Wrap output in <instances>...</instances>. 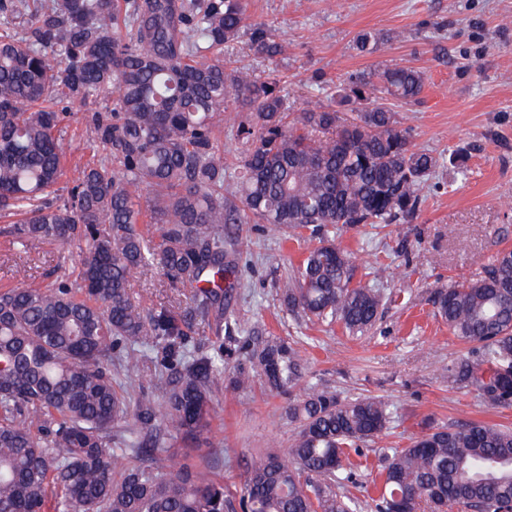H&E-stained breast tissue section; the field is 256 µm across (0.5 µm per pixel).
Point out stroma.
I'll return each mask as SVG.
<instances>
[{"instance_id": "stroma-1", "label": "stroma", "mask_w": 512, "mask_h": 512, "mask_svg": "<svg viewBox=\"0 0 512 512\" xmlns=\"http://www.w3.org/2000/svg\"><path fill=\"white\" fill-rule=\"evenodd\" d=\"M250 21L272 25L284 45L268 59L254 53L248 34L226 47L234 66L258 78L277 74L292 112L312 102L349 115L343 98L350 77L378 84L383 70L413 68L423 77L418 100L390 102L415 147L440 156L415 220L384 228L359 226L337 241L354 253L358 274L383 264L380 284L391 300L376 325L354 336L342 326L311 322L288 311L281 287L302 259L306 244L261 224H237L226 247L236 269L224 299L239 323L225 332L224 374L246 362L249 331L296 343L303 358L301 387L318 385L340 398L360 394L387 401L391 429L354 457L351 495L361 512H373L383 484L384 449L405 447L425 432L427 422L482 421L512 427V408L484 404L468 388L448 382V366L468 347L436 314L432 295L448 283L476 280L497 250L512 248V0H245ZM380 39L359 53L358 33ZM105 97L72 105L61 138L68 164L92 161L89 120L105 111ZM466 147L464 167L448 157ZM0 216V287L14 285L16 266L29 267V286L68 276L78 262L74 246L34 241L11 244ZM133 301L152 308L173 301L160 270L134 273ZM290 397L269 391L262 378L250 389L224 386L215 402L217 421L199 443L201 455L215 458L229 505L239 498L251 463L270 450H284L295 433L286 416Z\"/></svg>"}]
</instances>
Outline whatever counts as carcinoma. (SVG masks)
<instances>
[{"mask_svg":"<svg viewBox=\"0 0 512 512\" xmlns=\"http://www.w3.org/2000/svg\"><path fill=\"white\" fill-rule=\"evenodd\" d=\"M26 16L30 35L16 19ZM250 31L253 50L280 52L243 0H0V211L18 216L14 243L78 245L75 283L0 289V512H225L224 483L208 461L172 467L166 449L143 447L139 424L160 420L170 435L211 431L224 386V346L185 353L188 332L168 307L143 309L129 293L136 271L156 265L193 310L224 332V283L235 264L228 224H264L308 242L283 282L288 311L340 323L352 335L378 319L383 296L356 279L338 232L360 224L410 223L439 164L416 149L375 93L415 101L420 72L392 68L376 88L362 77L349 97L363 108L341 118L321 105L290 118L280 80L228 65L224 46ZM102 94L91 117L104 159L65 170L60 128L67 105ZM246 107L235 137L244 146L234 194L224 193L217 131L229 104ZM66 179L67 195L52 197ZM151 194L150 208L138 204ZM156 234L142 231L144 219ZM433 304L470 355L448 380L486 405L512 407V250L480 278L434 291ZM165 353L176 376L159 394L131 399L112 367L133 374L141 348ZM301 352L272 336L252 344L251 386H297ZM297 431L285 452L247 470L244 512H356L350 451L391 423L389 403L341 400L310 386L288 405ZM384 490L375 512H512V429L470 421L437 425L383 453Z\"/></svg>","mask_w":512,"mask_h":512,"instance_id":"carcinoma-1","label":"carcinoma"}]
</instances>
